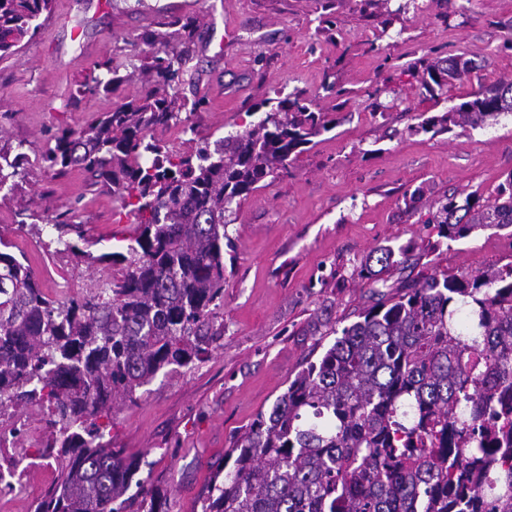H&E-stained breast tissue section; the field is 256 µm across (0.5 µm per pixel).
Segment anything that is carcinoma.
I'll return each instance as SVG.
<instances>
[{"label": "carcinoma", "mask_w": 512, "mask_h": 512, "mask_svg": "<svg viewBox=\"0 0 512 512\" xmlns=\"http://www.w3.org/2000/svg\"><path fill=\"white\" fill-rule=\"evenodd\" d=\"M54 0H0V59L33 39ZM198 19L170 16L165 33H143L134 72L108 59L77 82L70 104L111 98L138 79L140 94L88 125L63 128L43 155L55 175L82 170L110 189L138 234L126 253L95 256L63 239L71 211L55 216L54 239L101 269L85 293L46 295L30 265L0 252V409L50 407L47 448L60 480L34 512H167L168 491L138 479L140 461L103 441L113 406L170 366L209 353L224 302L226 214L258 184L275 180L336 119L303 91L265 101L242 132L209 141L181 117L208 110L188 99ZM433 98L469 78L463 57L423 60ZM512 115V81L466 95L423 119L416 132L493 125ZM178 127L195 147L177 154L153 136ZM0 136V188L15 190L26 154ZM431 222L456 241L512 227V171L496 197L445 198ZM413 245L376 248L358 276L385 288L288 383L215 466L201 512H512V263L458 273H418L388 283ZM136 486L135 494L127 492Z\"/></svg>", "instance_id": "obj_1"}]
</instances>
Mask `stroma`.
Wrapping results in <instances>:
<instances>
[{
  "label": "stroma",
  "mask_w": 512,
  "mask_h": 512,
  "mask_svg": "<svg viewBox=\"0 0 512 512\" xmlns=\"http://www.w3.org/2000/svg\"><path fill=\"white\" fill-rule=\"evenodd\" d=\"M320 14L316 0H55L36 37L0 59V134L23 145L22 191L34 214L18 223L12 202L0 200V247L26 258L50 296L64 285L82 294L94 272L57 251L48 220L77 208L66 238L93 242L97 254L125 251L135 229L111 192L90 187L78 169L47 174L42 156L60 128L109 108L97 96L68 102L94 63L136 59L140 33L172 15L202 19L199 72L185 90L210 102L195 119L202 136L244 130L255 104L296 89L336 119L232 214L210 356L158 375L136 404L112 411L106 441L140 458L139 478L169 489V512H200L211 465L332 343V330L376 301L355 271L371 250L411 241L451 273L512 261L511 228L451 242L430 222L450 194L494 198L512 171V116L436 137L410 130L433 106L412 74L419 60L476 62L455 97L512 78V0H417L387 27L367 0H335L330 30L320 29ZM416 189L422 200L412 209L405 195Z\"/></svg>",
  "instance_id": "stroma-1"
}]
</instances>
